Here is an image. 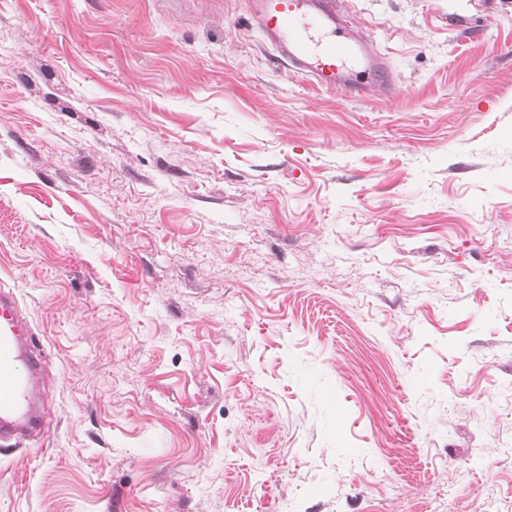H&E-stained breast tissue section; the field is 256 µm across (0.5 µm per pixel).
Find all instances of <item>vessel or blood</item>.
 <instances>
[{"label": "vessel or blood", "instance_id": "1", "mask_svg": "<svg viewBox=\"0 0 512 512\" xmlns=\"http://www.w3.org/2000/svg\"><path fill=\"white\" fill-rule=\"evenodd\" d=\"M250 19L292 72L353 97L390 93L393 81L342 17L341 0H249ZM44 357L13 289H0V441L41 434L35 378Z\"/></svg>", "mask_w": 512, "mask_h": 512}]
</instances>
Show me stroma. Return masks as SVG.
<instances>
[{
  "label": "stroma",
  "instance_id": "obj_1",
  "mask_svg": "<svg viewBox=\"0 0 512 512\" xmlns=\"http://www.w3.org/2000/svg\"><path fill=\"white\" fill-rule=\"evenodd\" d=\"M396 93L246 0H0V286L46 444L0 512H512V0H350ZM250 19L290 70L326 91L388 94L393 81L362 36L347 29L338 0H250Z\"/></svg>",
  "mask_w": 512,
  "mask_h": 512
}]
</instances>
